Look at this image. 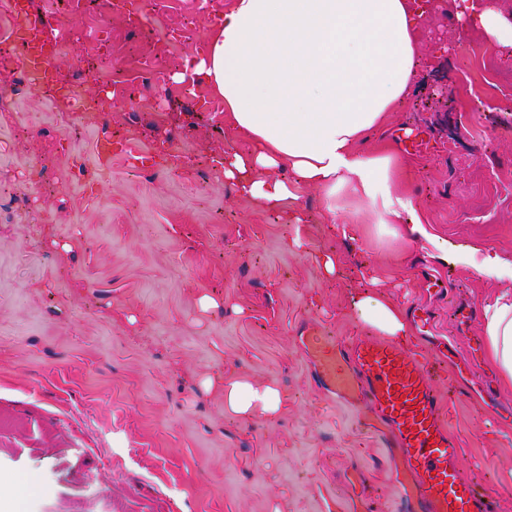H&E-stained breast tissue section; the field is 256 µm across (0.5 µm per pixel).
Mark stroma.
I'll return each mask as SVG.
<instances>
[{
  "instance_id": "1",
  "label": "stroma",
  "mask_w": 512,
  "mask_h": 512,
  "mask_svg": "<svg viewBox=\"0 0 512 512\" xmlns=\"http://www.w3.org/2000/svg\"><path fill=\"white\" fill-rule=\"evenodd\" d=\"M32 2L63 24L62 81L112 107L101 124L60 111L15 88L19 57L0 62V481L22 489L21 512H406L381 434L316 386L298 329L371 335L355 294L405 308L432 275L448 289L427 301L433 335L478 341L504 282L438 261L426 242L403 251L373 225L325 223L310 187L299 224L236 194L224 159L252 143L225 124L223 99L174 80L231 0ZM418 44L416 81L361 148L397 150L438 240L512 260V52L485 71L487 43L449 0H430ZM108 126L122 136L103 167ZM475 359L464 381L435 361L441 419L463 442L461 476L512 512V419H490L479 385L507 406L512 389ZM226 375L275 384L282 412L225 413Z\"/></svg>"
}]
</instances>
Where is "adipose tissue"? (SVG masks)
I'll return each instance as SVG.
<instances>
[{
	"label": "adipose tissue",
	"instance_id": "adipose-tissue-1",
	"mask_svg": "<svg viewBox=\"0 0 512 512\" xmlns=\"http://www.w3.org/2000/svg\"><path fill=\"white\" fill-rule=\"evenodd\" d=\"M487 41L512 48V12L464 0L456 11ZM416 0H232L204 53L188 56L176 82L224 101V121L253 143L224 161L238 195L275 206L296 202L298 186L319 190L326 223L373 224L408 246L430 234L410 194L399 187L393 149L359 150L403 101L418 71ZM455 264L488 279L512 280V261L473 245L448 250ZM353 309L361 322L406 343L401 307L367 294ZM486 361L512 387V290L481 307ZM224 410L244 419L283 409L279 389L228 376Z\"/></svg>",
	"mask_w": 512,
	"mask_h": 512
}]
</instances>
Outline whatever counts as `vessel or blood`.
Here are the masks:
<instances>
[{
	"instance_id": "b4317fda",
	"label": "vessel or blood",
	"mask_w": 512,
	"mask_h": 512,
	"mask_svg": "<svg viewBox=\"0 0 512 512\" xmlns=\"http://www.w3.org/2000/svg\"><path fill=\"white\" fill-rule=\"evenodd\" d=\"M22 71L40 89L53 77L48 61L31 54ZM298 342L321 390L372 413L406 478L409 512H496L494 496L459 474L462 448L441 423L442 402L427 363L371 337L344 343L311 324L302 327Z\"/></svg>"
}]
</instances>
